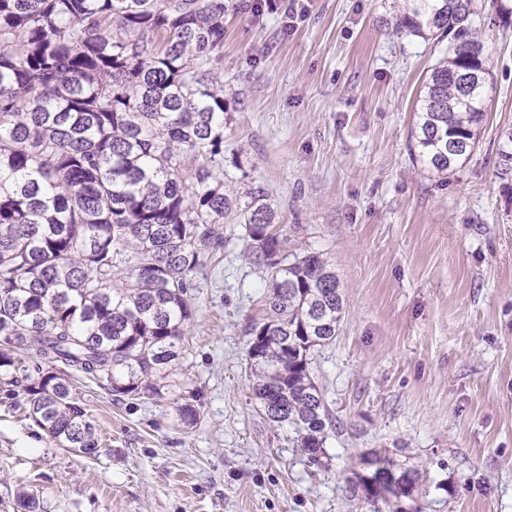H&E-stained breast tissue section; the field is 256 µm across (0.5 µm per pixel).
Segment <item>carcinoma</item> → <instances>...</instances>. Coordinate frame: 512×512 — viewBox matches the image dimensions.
<instances>
[{
  "instance_id": "carcinoma-1",
  "label": "carcinoma",
  "mask_w": 512,
  "mask_h": 512,
  "mask_svg": "<svg viewBox=\"0 0 512 512\" xmlns=\"http://www.w3.org/2000/svg\"><path fill=\"white\" fill-rule=\"evenodd\" d=\"M452 4L399 0L396 14L401 33L454 38L412 132L442 175L475 148L493 90L473 0ZM224 12V0H0V386L22 387L18 407L55 445L97 453L70 372L119 400L161 397L193 318L188 289L233 211L265 268V312L247 328L252 400L326 468L333 415L311 364L336 338L344 292L321 255L288 261L262 187L243 200L224 189ZM465 70L481 78L465 87ZM368 462L403 478L377 491L356 472L351 499L422 512L418 467L377 448ZM16 505L41 510L34 493Z\"/></svg>"
}]
</instances>
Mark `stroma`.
Wrapping results in <instances>:
<instances>
[{
    "instance_id": "1",
    "label": "stroma",
    "mask_w": 512,
    "mask_h": 512,
    "mask_svg": "<svg viewBox=\"0 0 512 512\" xmlns=\"http://www.w3.org/2000/svg\"><path fill=\"white\" fill-rule=\"evenodd\" d=\"M256 2L224 16V187L264 188L289 252L321 254L343 288L336 339L312 363L336 418L329 468L251 398L263 268L228 216L168 394L119 402L74 375L98 454L55 447L0 389V512L22 490L44 512H368L343 492L366 448L420 468L424 512H512V25L476 0L493 96L477 146L441 175L409 136L451 37L396 32L393 0Z\"/></svg>"
}]
</instances>
